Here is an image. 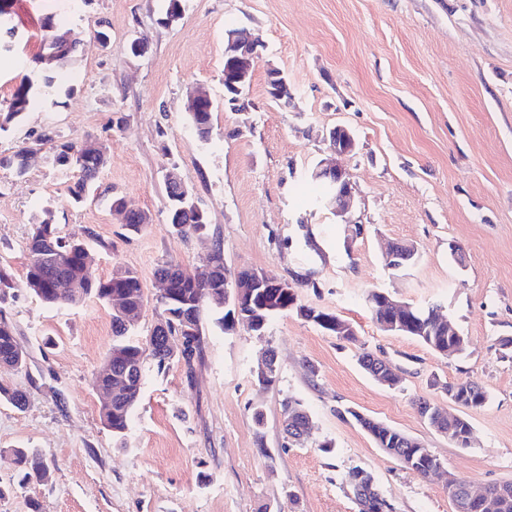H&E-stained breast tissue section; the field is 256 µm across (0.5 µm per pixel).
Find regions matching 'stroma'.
<instances>
[{"instance_id":"1","label":"stroma","mask_w":512,"mask_h":512,"mask_svg":"<svg viewBox=\"0 0 512 512\" xmlns=\"http://www.w3.org/2000/svg\"><path fill=\"white\" fill-rule=\"evenodd\" d=\"M166 4L13 0L16 46L0 59V102L39 53L43 17L81 32L83 44L56 76L59 94L0 132V156L38 152L25 174L0 168V266L12 277L0 310L27 352L23 368L0 369V384L28 397L22 410L0 402V512H356L347 481L355 468L395 512H453L449 478L477 491L512 482V359L500 349L512 339V0H182L169 25L161 22ZM103 23L105 46L95 38ZM231 28L263 42L249 105L239 111L224 107ZM137 38L147 44L138 57L126 51ZM273 68L288 79V106L268 95ZM198 87L216 105L205 140L185 112ZM338 125L357 142L346 165L366 231L351 244L331 207L311 203L309 174L331 163L326 135ZM46 134L101 142V188L144 211L147 229L128 234L107 198L76 205ZM171 168L205 210L206 234L169 230ZM46 209L61 235L88 242L93 276L139 274L147 304L138 337L163 316L157 265L198 267L218 247L230 271L297 282L299 304L339 315L357 340L292 311L261 335L243 322L223 330L203 313L200 354L162 370L147 363L126 436L116 439L100 419L95 386L112 345L110 309L95 299L50 308L23 285L26 242ZM386 239L413 243L415 265L391 269ZM372 290L438 308L465 336V354L445 358L381 330L365 301ZM268 347L278 376L264 386L258 361ZM365 351L389 364L401 387L364 372L357 357ZM466 383L486 391L483 407L449 400L445 385ZM289 397L312 418L301 445L283 433ZM419 399L466 417L469 447L431 427ZM357 412L422 442L442 471L425 478L406 470L354 420ZM20 447L39 450L47 481L19 485L12 451Z\"/></svg>"}]
</instances>
